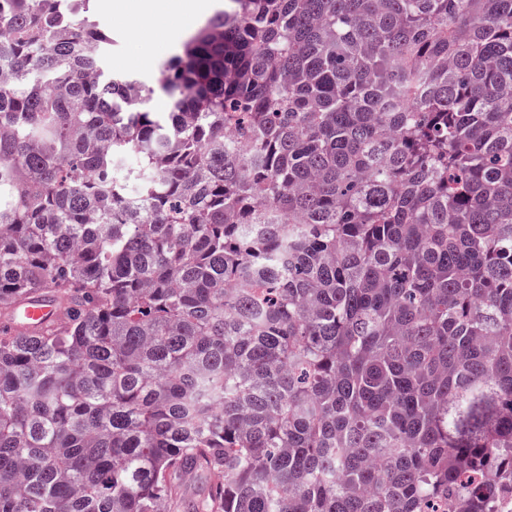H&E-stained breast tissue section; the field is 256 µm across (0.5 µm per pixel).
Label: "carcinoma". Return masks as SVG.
I'll return each instance as SVG.
<instances>
[{
    "mask_svg": "<svg viewBox=\"0 0 512 512\" xmlns=\"http://www.w3.org/2000/svg\"><path fill=\"white\" fill-rule=\"evenodd\" d=\"M110 46L0 0V512H495L512 0H227L163 112ZM20 306H23L22 313L20 315L11 314L3 323L4 330L8 332L23 330L34 332L49 320L57 310L54 303L41 300L17 305V307Z\"/></svg>",
    "mask_w": 512,
    "mask_h": 512,
    "instance_id": "1",
    "label": "carcinoma"
}]
</instances>
